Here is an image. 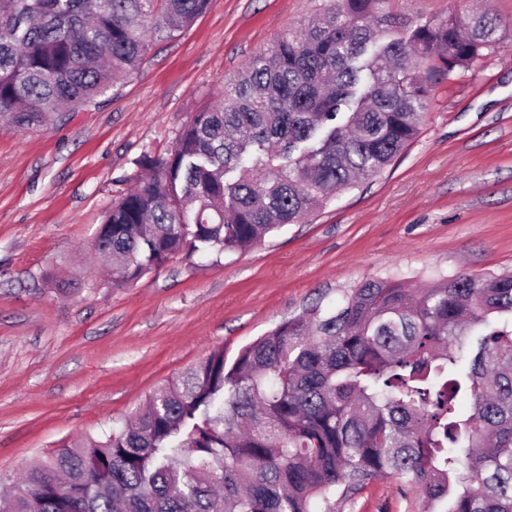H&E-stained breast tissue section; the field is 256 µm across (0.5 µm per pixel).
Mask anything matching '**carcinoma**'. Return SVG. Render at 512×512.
<instances>
[{"label": "carcinoma", "instance_id": "cac0c4a2", "mask_svg": "<svg viewBox=\"0 0 512 512\" xmlns=\"http://www.w3.org/2000/svg\"><path fill=\"white\" fill-rule=\"evenodd\" d=\"M210 0H0V120L99 104ZM331 0L276 38L112 204V287L235 253L382 172L431 85L501 47L488 12L418 24ZM391 475L425 512H512V274L372 278L215 350L117 424L32 464L0 512H336Z\"/></svg>", "mask_w": 512, "mask_h": 512}]
</instances>
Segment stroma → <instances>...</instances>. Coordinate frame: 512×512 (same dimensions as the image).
I'll use <instances>...</instances> for the list:
<instances>
[{
    "label": "stroma",
    "mask_w": 512,
    "mask_h": 512,
    "mask_svg": "<svg viewBox=\"0 0 512 512\" xmlns=\"http://www.w3.org/2000/svg\"><path fill=\"white\" fill-rule=\"evenodd\" d=\"M328 0H210L109 98L38 130L0 129V474L123 421L215 349L331 309L371 278L512 272V0H389L422 24L487 10L503 45L434 84L418 137L305 223L235 254L174 255L112 287L90 242L112 203L169 152L226 78ZM374 480L343 512H422Z\"/></svg>",
    "instance_id": "35a3bbf8"
}]
</instances>
